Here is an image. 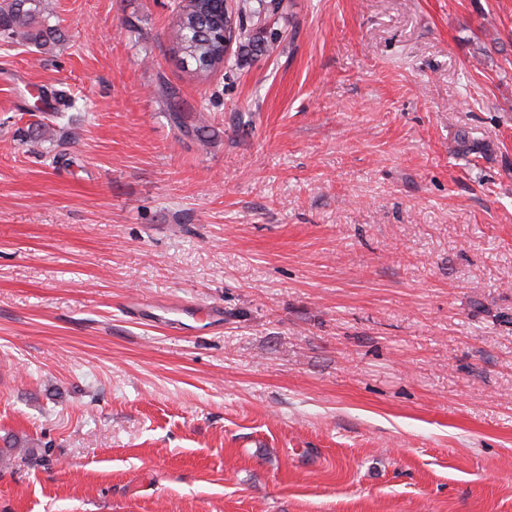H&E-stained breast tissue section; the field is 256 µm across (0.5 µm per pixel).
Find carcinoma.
I'll use <instances>...</instances> for the list:
<instances>
[{
    "mask_svg": "<svg viewBox=\"0 0 512 512\" xmlns=\"http://www.w3.org/2000/svg\"><path fill=\"white\" fill-rule=\"evenodd\" d=\"M247 0L234 5L235 44L234 57L244 59L264 55L271 50L274 36L264 38L250 33L247 16L273 14L281 0H257V5L246 6ZM53 14L48 0H4L0 4V36L22 37L44 45L56 39L57 29L45 24ZM172 50L181 61L185 72L199 81L206 80L216 69L224 66L230 57L224 54V15L214 0H179L176 21L170 33ZM164 97L173 109L172 121L182 134H194L202 138L204 122L187 123L186 113L178 111L177 93L173 89L163 90ZM37 455L34 448L17 449L16 443L6 441L0 448V464L29 463Z\"/></svg>",
    "mask_w": 512,
    "mask_h": 512,
    "instance_id": "1",
    "label": "carcinoma"
}]
</instances>
